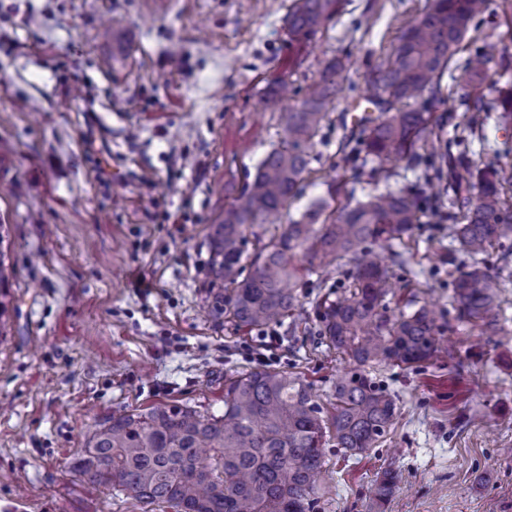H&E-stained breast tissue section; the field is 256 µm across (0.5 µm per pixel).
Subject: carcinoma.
<instances>
[{
  "label": "carcinoma",
  "instance_id": "carcinoma-1",
  "mask_svg": "<svg viewBox=\"0 0 512 512\" xmlns=\"http://www.w3.org/2000/svg\"><path fill=\"white\" fill-rule=\"evenodd\" d=\"M489 2L431 0L392 54L366 75L355 98L366 114L343 136L330 165L407 162L423 167L422 183L408 192L386 190L342 204L318 228L320 211L311 210L268 241L256 239L253 255L247 254L254 225L275 223L309 171L313 139L350 65L349 57L336 56L301 103L284 114L279 145L210 227V314L236 329L300 318L297 256L313 269L342 271L341 293L314 301L318 336L352 365L336 379L332 410L286 371L257 366L226 373L220 414L168 403L112 413L76 461L89 486L110 484L143 502L168 503L176 512H316L327 493L319 475L328 439L347 452L365 453L384 441L394 423L396 403L368 367H421L450 327L427 306L393 319L383 313L393 268L407 264L400 248L425 211L448 224L456 242L448 249V266L457 269L450 281L454 320L495 328L503 267L491 256L500 248L499 260L506 263L512 255V200L504 197L505 189L512 190V164L477 162L465 147L455 154L428 150L438 125L432 107L441 79ZM340 12L341 0H292L286 22L293 51L300 53ZM493 60L492 46H477L450 77L465 90L470 108L492 109L509 126L512 86L495 89L492 98L484 89ZM290 86L284 77L268 83V102H278ZM397 481L395 470L383 471L378 507Z\"/></svg>",
  "mask_w": 512,
  "mask_h": 512
}]
</instances>
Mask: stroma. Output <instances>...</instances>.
Returning a JSON list of instances; mask_svg holds the SVG:
<instances>
[{"label": "stroma", "instance_id": "35a3bbf8", "mask_svg": "<svg viewBox=\"0 0 512 512\" xmlns=\"http://www.w3.org/2000/svg\"><path fill=\"white\" fill-rule=\"evenodd\" d=\"M290 0H0V251L12 270L0 328V512H175L103 487L74 468L113 411L158 403L224 409V374H298L321 403L345 366L316 335L313 299L336 270L303 272L295 327L236 331L208 310L210 224L279 143L282 114L260 97L291 71L297 95L349 55L344 92L313 140L311 172L285 212L334 209L322 180L353 97L427 0H345L293 60ZM441 140L489 161L511 146L492 112L467 111L450 77L434 106ZM421 168L337 176L353 200L414 185ZM183 222H168L172 213ZM408 265L421 286L387 297L450 309L448 227L417 225ZM495 336L459 325L423 367L380 365L398 405L370 454L326 450L322 512H512V266ZM150 283V291L140 282ZM394 468L383 510L372 488Z\"/></svg>", "mask_w": 512, "mask_h": 512}]
</instances>
